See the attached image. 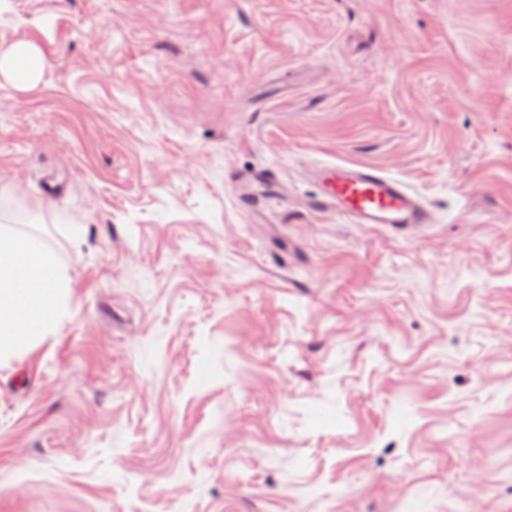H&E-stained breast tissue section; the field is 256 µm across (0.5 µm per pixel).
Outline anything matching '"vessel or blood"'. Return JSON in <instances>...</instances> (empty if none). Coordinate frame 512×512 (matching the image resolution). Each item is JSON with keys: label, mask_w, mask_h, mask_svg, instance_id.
I'll list each match as a JSON object with an SVG mask.
<instances>
[{"label": "vessel or blood", "mask_w": 512, "mask_h": 512, "mask_svg": "<svg viewBox=\"0 0 512 512\" xmlns=\"http://www.w3.org/2000/svg\"><path fill=\"white\" fill-rule=\"evenodd\" d=\"M317 211L333 210L350 223L379 225L401 236L432 223L425 201L399 178L368 165L336 163L317 168Z\"/></svg>", "instance_id": "vessel-or-blood-1"}]
</instances>
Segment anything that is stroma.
Here are the masks:
<instances>
[{"instance_id": "35a3bbf8", "label": "stroma", "mask_w": 512, "mask_h": 512, "mask_svg": "<svg viewBox=\"0 0 512 512\" xmlns=\"http://www.w3.org/2000/svg\"><path fill=\"white\" fill-rule=\"evenodd\" d=\"M21 39L0 219L72 313L0 360V512H512V0H0ZM325 162L434 224L313 211ZM45 61L40 47L29 41H16L0 47V77L18 89L36 86L42 77Z\"/></svg>"}]
</instances>
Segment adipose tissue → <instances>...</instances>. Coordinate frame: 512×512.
<instances>
[{
	"label": "adipose tissue",
	"instance_id": "1",
	"mask_svg": "<svg viewBox=\"0 0 512 512\" xmlns=\"http://www.w3.org/2000/svg\"><path fill=\"white\" fill-rule=\"evenodd\" d=\"M44 66L36 43L0 47V77L16 88L36 86ZM68 288L67 270L52 251L12 225L0 226V360L46 335L69 314Z\"/></svg>",
	"mask_w": 512,
	"mask_h": 512
}]
</instances>
